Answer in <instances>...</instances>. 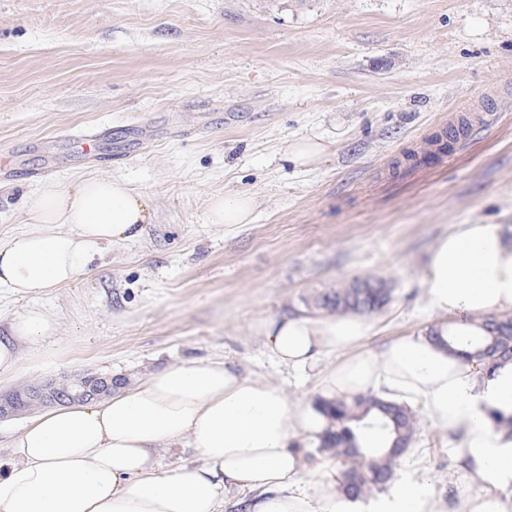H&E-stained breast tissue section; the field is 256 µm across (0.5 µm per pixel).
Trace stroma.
I'll use <instances>...</instances> for the list:
<instances>
[{"label": "stroma", "instance_id": "1", "mask_svg": "<svg viewBox=\"0 0 512 512\" xmlns=\"http://www.w3.org/2000/svg\"><path fill=\"white\" fill-rule=\"evenodd\" d=\"M463 120L474 134L431 153ZM137 127L145 147L123 155ZM90 130L111 163L74 149ZM306 138L331 150L301 166L289 148ZM7 159L63 184L124 179L154 219L74 284L0 294V335L33 305L59 324L52 356L22 359L0 394L204 358L301 402L317 374L277 365L260 320L375 276L393 289L368 317L378 350L434 322L419 282L441 235L512 233V0H0ZM41 184L0 173V241L27 231ZM216 193L256 195L253 223H205ZM461 440L421 419L396 479L430 477L458 506L482 489L457 470Z\"/></svg>", "mask_w": 512, "mask_h": 512}]
</instances>
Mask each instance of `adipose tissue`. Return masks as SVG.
Wrapping results in <instances>:
<instances>
[{
    "label": "adipose tissue",
    "instance_id": "obj_1",
    "mask_svg": "<svg viewBox=\"0 0 512 512\" xmlns=\"http://www.w3.org/2000/svg\"><path fill=\"white\" fill-rule=\"evenodd\" d=\"M32 228L0 243V292L34 297L74 283L102 246L138 237L153 214L123 180L90 176L44 184L24 199ZM252 195H211L209 224H249ZM421 287L433 330L448 333L487 314L512 315V243L502 225L456 224L427 255ZM258 328L281 365L316 366V394L374 395L420 407L436 425L462 431L460 468L483 484L458 512H512V440L495 429L512 416V363L494 372L433 343L429 333L360 351L370 332L359 316L299 312ZM57 321L37 307L11 319L0 339V380L22 356L47 355ZM432 330V331H433ZM313 403L222 361L196 359L129 380L111 396L50 407L14 433L0 457V512H224V494L247 489L243 512H447L427 477L408 478L369 499H351L329 464L308 467L300 440L326 428ZM195 449L192 464L161 468L158 452Z\"/></svg>",
    "mask_w": 512,
    "mask_h": 512
}]
</instances>
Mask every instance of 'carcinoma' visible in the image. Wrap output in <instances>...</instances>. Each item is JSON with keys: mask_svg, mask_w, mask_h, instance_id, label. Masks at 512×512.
<instances>
[{"mask_svg": "<svg viewBox=\"0 0 512 512\" xmlns=\"http://www.w3.org/2000/svg\"><path fill=\"white\" fill-rule=\"evenodd\" d=\"M393 288L373 276L357 277L303 299L308 309L329 313L369 315L391 300ZM473 333H448V345L461 346V357L475 359L483 370L512 362V316L484 315L470 322ZM330 426L317 443L342 468L345 492L365 498L383 489L394 477L398 461L415 440L418 416L411 407L374 395L351 400L320 401Z\"/></svg>", "mask_w": 512, "mask_h": 512, "instance_id": "1", "label": "carcinoma"}]
</instances>
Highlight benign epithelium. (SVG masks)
Returning a JSON list of instances; mask_svg holds the SVG:
<instances>
[{
	"label": "benign epithelium",
	"instance_id": "obj_1",
	"mask_svg": "<svg viewBox=\"0 0 512 512\" xmlns=\"http://www.w3.org/2000/svg\"><path fill=\"white\" fill-rule=\"evenodd\" d=\"M122 383L120 378H112L103 375H90L86 379L83 392L75 400L90 401L97 400L112 393V389ZM73 399H64L61 394L60 384L57 382H48L42 385L33 386L24 389V392L9 393L0 398V421L8 420L31 405L37 407L62 405L67 402L75 401Z\"/></svg>",
	"mask_w": 512,
	"mask_h": 512
}]
</instances>
